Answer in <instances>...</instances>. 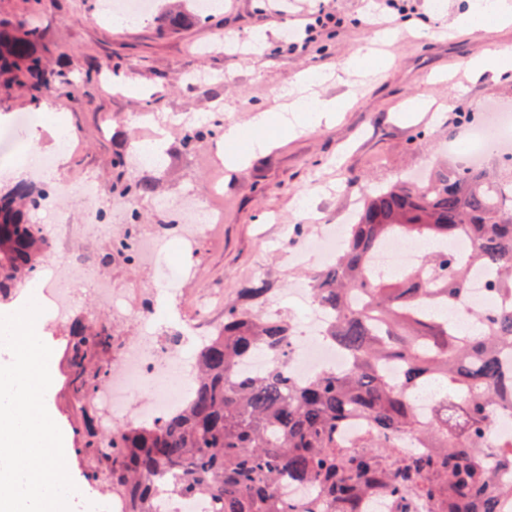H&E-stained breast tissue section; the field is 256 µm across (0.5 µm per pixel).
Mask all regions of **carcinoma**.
Returning a JSON list of instances; mask_svg holds the SVG:
<instances>
[{"label":"carcinoma","instance_id":"carcinoma-1","mask_svg":"<svg viewBox=\"0 0 512 512\" xmlns=\"http://www.w3.org/2000/svg\"><path fill=\"white\" fill-rule=\"evenodd\" d=\"M186 13H161L173 31ZM37 28L0 30V76L28 86L40 102L63 83L36 50ZM134 197L154 195L153 177L128 176ZM34 186L16 182L0 193V298L25 285L49 252L30 220ZM463 237L466 252L435 251L395 274H379L372 254L389 240L444 245ZM491 269L490 288L503 302L475 311L459 327L442 312L464 294L477 269ZM315 304L330 320L323 338L350 357L344 373L325 371L294 384L285 358L293 326L261 311L269 292L256 280L241 289L245 305L224 307V327L200 346L192 396L177 412L151 424L127 423L99 431L83 417L75 453L84 477L107 487L116 512H155L164 499L211 496L216 512H498L512 495V449L488 436L493 415L512 409V156L498 179L468 166L432 171L414 185L390 184L363 193L335 261L311 282ZM66 355L75 401H88L106 380L103 358L113 328L73 321ZM264 355L262 372L243 375L241 362ZM400 369L394 380L386 366ZM437 397L431 413L417 395ZM368 424L353 445L341 437L350 418ZM417 447L401 448L404 435ZM305 488L301 501L283 498V484Z\"/></svg>","mask_w":512,"mask_h":512}]
</instances>
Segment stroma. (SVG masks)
Segmentation results:
<instances>
[{"label": "stroma", "mask_w": 512, "mask_h": 512, "mask_svg": "<svg viewBox=\"0 0 512 512\" xmlns=\"http://www.w3.org/2000/svg\"><path fill=\"white\" fill-rule=\"evenodd\" d=\"M99 2L39 0L32 12L25 0H0V22L37 25L44 67L63 73L75 86L74 94L55 93L50 111L35 126L40 132L65 122L80 143L77 152L62 154L54 173L58 180L111 189L117 175L112 161L132 136L123 119L146 107L167 118L169 129H176L182 114H200L236 123L248 141L260 133L251 125L256 111L276 110L282 88L295 87L300 75L310 71L318 81L301 92L302 101L335 98L341 108L327 126L307 122L283 133L269 125L263 133L272 145L252 149L243 166L222 174L213 162L214 153L226 149L218 136L206 135L191 148L182 147L179 137L171 138L166 167L154 174L155 197L144 200L138 215L144 231L177 221L176 215L155 207V198L202 194L213 178L224 179V195L216 201L224 222L213 235L197 240L193 254L198 273L181 278L177 296L153 293L157 266L101 265L102 256L112 250L109 238L84 223L78 208L57 200L63 220L80 225L81 233L66 251L51 247L33 278L43 286L42 340L55 356L51 417L70 444L75 441L73 427L81 421L70 408L63 377L62 349L72 319L91 316L111 323L118 332V349L109 356L113 363L120 360V348L137 339L147 324L137 317L115 319L107 304L88 293L70 316L58 317L49 290L64 269L86 263L85 278L107 279L127 306L154 299L150 325L164 347L176 329L174 304L189 315L192 300L206 294L221 307L256 279L270 287L266 311L300 325L303 315L288 291L320 269L321 262L311 256L294 259L289 242L294 225L316 218L349 223L348 206L364 189L410 178L426 166L464 161V139L449 120L454 109L478 116L487 106L512 110V76L483 82L468 75L471 59L512 50V25L488 31L456 27L464 0H442L438 8L431 0H398L409 18L396 22V34L386 47L391 63L377 76L349 73L347 62L376 22L390 19L384 0H278L274 5L268 0H223L222 11L211 20L177 33L159 32L153 19L129 25L106 21ZM322 9L341 17L336 32L305 53L278 54L282 33L304 28ZM220 35L226 47L215 46ZM111 60L122 63L124 77L84 81L86 72ZM187 71H203L210 78L190 85L183 80ZM422 96L435 100L438 111H413ZM107 117L112 124L105 132L101 126Z\"/></svg>", "instance_id": "1"}]
</instances>
